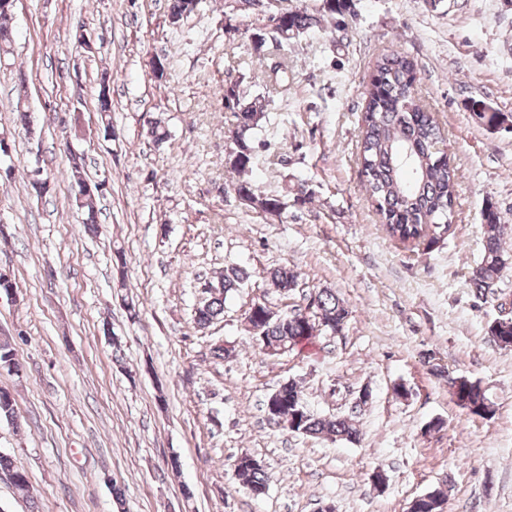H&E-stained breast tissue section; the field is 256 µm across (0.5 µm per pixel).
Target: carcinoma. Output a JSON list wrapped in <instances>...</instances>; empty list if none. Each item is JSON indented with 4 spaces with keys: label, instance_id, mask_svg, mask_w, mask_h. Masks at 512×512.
I'll return each instance as SVG.
<instances>
[{
    "label": "carcinoma",
    "instance_id": "obj_1",
    "mask_svg": "<svg viewBox=\"0 0 512 512\" xmlns=\"http://www.w3.org/2000/svg\"><path fill=\"white\" fill-rule=\"evenodd\" d=\"M198 0H170L169 16L175 19L191 14ZM323 18L318 14L295 11L277 18L278 42H286L322 27ZM416 67L412 59L393 52L377 59L371 82L365 87L360 140V163L364 188L379 216L387 235L413 249H430L444 240L451 228L458 169L451 158L438 149L443 133L434 121L415 89ZM224 109L230 112L234 126L235 148L228 155L230 168L248 172L255 162L254 131L261 126L268 101L263 97L246 99L240 83L226 81L222 90ZM470 110L489 130H497L505 123L504 114L483 100H472ZM234 191L264 212L280 210L281 201L276 196L255 193L252 184L239 181ZM484 253L481 262L468 278L472 290L485 295L488 282L500 278L503 263L512 259L505 248L504 226L507 221L491 204L481 210ZM278 290L284 294L298 287V273L286 267L270 272ZM247 279V273L235 266L224 269L217 284L210 285L208 298L196 308L195 321L201 328L210 326L224 314L227 294L237 290ZM313 299L321 314L323 329L308 325L299 311L275 316L264 321V309L254 313L249 323L261 325L264 339L260 346L278 348L295 347L325 331L340 333L348 317L345 302L330 288L314 291ZM489 335L498 338L501 346L512 345V321L498 319L489 326ZM0 367L18 372L20 363L10 355L9 340H0ZM280 414L287 421H297L296 432L305 436H328L354 442L359 430L352 417H321L309 413L307 417L296 414V404L305 401L302 387L290 381L277 389ZM459 395L475 405L472 415L486 417L478 402L485 397L479 383L464 380ZM0 472L15 473L13 486L16 492L30 503V512H39L31 495L27 475L15 464L14 459L0 453ZM235 477L240 486L259 496L267 489V473L262 465H253L243 458L234 465Z\"/></svg>",
    "mask_w": 512,
    "mask_h": 512
}]
</instances>
